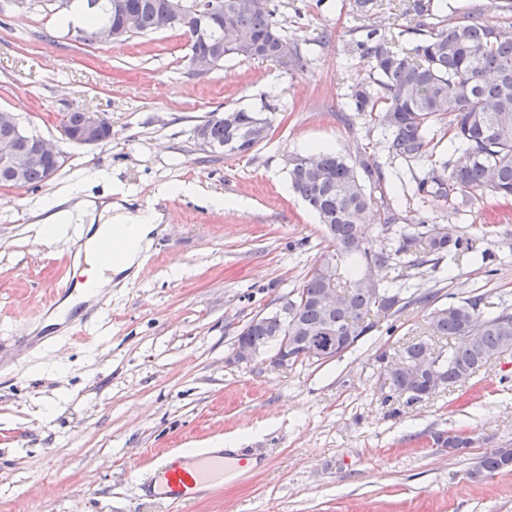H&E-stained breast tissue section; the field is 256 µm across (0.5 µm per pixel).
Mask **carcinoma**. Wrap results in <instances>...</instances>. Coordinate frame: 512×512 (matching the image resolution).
<instances>
[{"label": "carcinoma", "mask_w": 512, "mask_h": 512, "mask_svg": "<svg viewBox=\"0 0 512 512\" xmlns=\"http://www.w3.org/2000/svg\"><path fill=\"white\" fill-rule=\"evenodd\" d=\"M67 26L76 30L79 42L93 43L100 28L117 24L115 0H67ZM224 17L213 19L205 34L194 26L171 20L168 0H122L124 8L139 15L141 35L164 29H178L187 38L189 59L207 54L210 66L227 56L277 62L274 44L286 41L269 7V0H222ZM406 13L416 20V32L424 35L408 49H399L388 34L372 32L357 44L370 64L369 81L354 89L353 110L369 112L382 135L381 144L392 160L406 163L426 160L429 167L414 179L415 193L447 204L467 191L481 190L499 204L512 202V24L463 18L441 19L431 0H411ZM448 119V126L436 131L434 123ZM237 125L231 129L213 112L193 132L207 135V152L231 157L251 151L256 142L248 138L257 127H271L260 112L236 111ZM448 138L455 159L434 152L437 137ZM304 155L288 162L294 192L313 210L328 239L327 257L335 260L336 275H344L341 302L325 308L321 293L325 287L323 267L314 268L302 287L288 299V315L270 312L259 322L249 321L239 335L275 350L279 337L290 336L292 362L301 360L312 336L331 334L342 351L360 342L375 327L369 315L393 316L410 305L428 307L427 323L434 336L455 340L437 348L439 363L434 376L417 379L393 368L384 371L383 383L390 396L406 397V404L434 396L440 382L447 389L457 385L464 373L479 371L503 350H512V311L494 315L480 310L482 298H465L448 306H432L434 295L403 296V289L390 285L374 292L364 287L372 267L390 264L395 257L406 258L415 267L432 257L457 253L459 238L434 227L425 232L402 231L391 247H377L364 225L363 215L373 210L377 223L389 229L404 217L392 205L385 191L382 170L370 156L360 153L348 158L333 151L317 153V166L303 164ZM47 183L46 167L30 165L15 176L0 177V185L38 188ZM432 345L417 339L401 349L408 359L423 355ZM446 448H467L472 441L444 431L432 435ZM512 470V448H493L484 453L468 472L473 480L486 479Z\"/></svg>", "instance_id": "1"}]
</instances>
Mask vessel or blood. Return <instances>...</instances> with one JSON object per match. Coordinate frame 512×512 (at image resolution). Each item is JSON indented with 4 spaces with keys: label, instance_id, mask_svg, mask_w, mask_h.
Listing matches in <instances>:
<instances>
[{
    "label": "vessel or blood",
    "instance_id": "obj_1",
    "mask_svg": "<svg viewBox=\"0 0 512 512\" xmlns=\"http://www.w3.org/2000/svg\"><path fill=\"white\" fill-rule=\"evenodd\" d=\"M224 462L220 448H204L194 455L175 452L153 460L139 488L168 505H187L223 486Z\"/></svg>",
    "mask_w": 512,
    "mask_h": 512
}]
</instances>
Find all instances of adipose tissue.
I'll return each mask as SVG.
<instances>
[{
	"instance_id": "1",
	"label": "adipose tissue",
	"mask_w": 512,
	"mask_h": 512,
	"mask_svg": "<svg viewBox=\"0 0 512 512\" xmlns=\"http://www.w3.org/2000/svg\"><path fill=\"white\" fill-rule=\"evenodd\" d=\"M92 213L98 214L99 221L97 225L86 227L81 246L91 286L97 288L113 279L127 282L137 275L149 259L152 234L157 227L154 213L141 211L133 214L113 203L99 207L94 201L77 195L71 207L45 218L38 235L46 241L54 240L62 235L64 222ZM106 236L112 239L113 261L104 268L99 264V243Z\"/></svg>"
}]
</instances>
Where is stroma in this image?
Returning a JSON list of instances; mask_svg holds the SVG:
<instances>
[{"label":"stroma","mask_w":512,"mask_h":512,"mask_svg":"<svg viewBox=\"0 0 512 512\" xmlns=\"http://www.w3.org/2000/svg\"><path fill=\"white\" fill-rule=\"evenodd\" d=\"M407 3L271 0L302 66L228 58L200 73L178 30L85 44L54 5L22 13L0 0V110L58 141L63 160L39 188L0 186V512H169L138 495L151 461L222 440L256 465L186 512H512V472L467 476L486 451L512 446V354L413 405L382 386L381 355L429 336L425 308L380 319L325 364L226 361L245 324L298 290L327 252L287 156L313 146L379 154L369 115H341L368 77L357 50L367 31L417 42ZM76 108L100 113L111 139L65 140L62 115ZM229 109L263 113L272 130L247 155L216 158L192 129ZM76 187L159 223L144 270L85 301L78 334L48 323L65 301L58 284L81 270L78 243L34 235L43 203ZM394 200L408 228L428 220L475 251L383 267L380 282L401 275L440 305L478 295L484 313L512 309V204L481 193L459 209ZM438 431L472 445L433 447Z\"/></svg>","instance_id":"35a3bbf8"}]
</instances>
